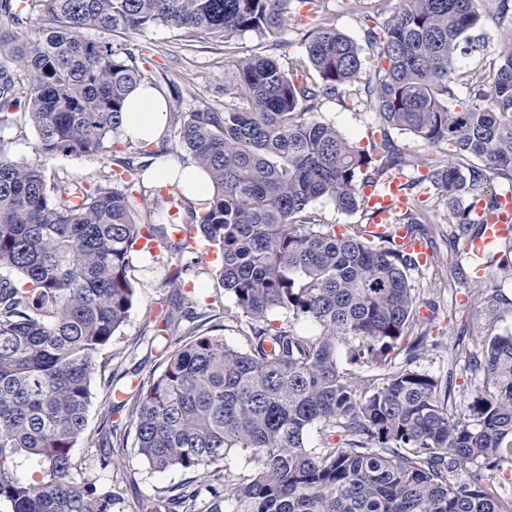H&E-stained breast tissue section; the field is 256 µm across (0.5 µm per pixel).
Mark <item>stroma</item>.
<instances>
[{"label":"stroma","instance_id":"35a3bbf8","mask_svg":"<svg viewBox=\"0 0 512 512\" xmlns=\"http://www.w3.org/2000/svg\"><path fill=\"white\" fill-rule=\"evenodd\" d=\"M372 7L371 0H324V8L336 28L357 41L363 36V15ZM305 28V20L289 22L277 43L252 32L228 43L209 39L188 42L165 27L134 37L116 33L111 40L116 44L134 43L139 65L153 72L168 111L188 112L205 105L223 107L224 87L234 80L233 59L253 53L279 54L283 42L289 45L290 71L298 80H314V71L304 63ZM484 32L487 47L483 54L460 58L457 63L461 80L454 90L458 98L466 96L463 75L491 74L498 63L501 41L495 10H488ZM310 117L334 125L358 148L370 149L377 118L358 85L345 87L341 97L322 101ZM102 171L98 156L80 153L51 160L46 175L48 182L53 183L65 177L94 178ZM413 195L418 205L435 217L424 237L431 260L411 274L421 299L419 314L428 318L430 328L427 348L417 365L449 382L452 395L465 403L483 389V376L469 369L467 354L480 349L491 337L512 333V240L498 244L484 255L486 278L474 282L470 264L454 251L455 227L448 222L446 202L427 184L414 188ZM220 262L217 249H198L190 269L182 275L183 291L192 293L195 299L190 324L195 334L219 336L226 344L244 350L252 323L225 293L217 275ZM132 265L136 301L124 325L98 356L86 430L74 449L85 476L111 485L116 495L112 512H137L139 500L166 494L191 478L190 473L181 470L149 469L134 451L133 429L126 420L119 428L125 445L115 452L113 469L103 471L97 465L98 458L105 453L100 430L110 389L148 386L163 370L161 344L153 339L150 319L160 306L171 303L175 297L169 286L175 261L169 253L158 249L141 250L134 253Z\"/></svg>","mask_w":512,"mask_h":512}]
</instances>
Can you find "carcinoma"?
Returning <instances> with one entry per match:
<instances>
[{
  "instance_id": "1",
  "label": "carcinoma",
  "mask_w": 512,
  "mask_h": 512,
  "mask_svg": "<svg viewBox=\"0 0 512 512\" xmlns=\"http://www.w3.org/2000/svg\"><path fill=\"white\" fill-rule=\"evenodd\" d=\"M394 15L364 29L377 49L364 82L377 115L381 153L357 148L336 127L306 116L341 96L365 72L362 48L322 15V0H0V502L11 512H112V487L83 476L73 448L83 437L100 352L135 301L130 274L140 240L177 259L181 288L193 253L158 220L183 209L200 245L222 253L219 278L255 322L251 349L217 336L167 348L148 388L125 392L102 416L128 410L137 455L157 471L198 472L232 450L258 467L249 479L187 481L143 499L140 512H512V494L474 473L482 461L512 471V334L490 338L469 358L484 389L462 410L448 386L418 369L429 330L408 271L416 256L363 224L341 234L311 204L364 208L363 188L403 167H426L446 200L464 258L480 234L472 208L491 211L485 170L512 177V0H494L503 41L490 79L472 75L456 104L459 57L477 50L488 0H397ZM318 18L302 47L317 79L298 83L278 59L233 60L224 108L170 113L173 136L123 137L127 95L153 83L134 50L109 39L156 27L190 41L229 42L253 32L277 38L302 7ZM27 117L41 161H15L5 133ZM452 146L448 159L406 160L389 130ZM189 154L212 184L197 214L177 186L137 213L143 173L159 157ZM104 161L103 179L61 178L47 186L46 162L73 153ZM482 166L462 167L459 159ZM431 223L415 199L395 225L412 234ZM185 296L153 331L172 333ZM284 311L317 335L271 328ZM377 375L358 387L338 355ZM321 431V446L306 434ZM341 436L342 441L331 439Z\"/></svg>"
}]
</instances>
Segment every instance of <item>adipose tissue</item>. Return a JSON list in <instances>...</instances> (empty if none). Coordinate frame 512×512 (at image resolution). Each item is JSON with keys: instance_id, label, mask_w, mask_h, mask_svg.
I'll return each mask as SVG.
<instances>
[{"instance_id": "obj_1", "label": "adipose tissue", "mask_w": 512, "mask_h": 512, "mask_svg": "<svg viewBox=\"0 0 512 512\" xmlns=\"http://www.w3.org/2000/svg\"><path fill=\"white\" fill-rule=\"evenodd\" d=\"M167 104L161 92L152 85H138L125 102L123 134L133 141H155L164 132ZM149 178L163 187L179 184L193 202L204 203L210 198L209 182L194 165L168 161L153 167Z\"/></svg>"}]
</instances>
